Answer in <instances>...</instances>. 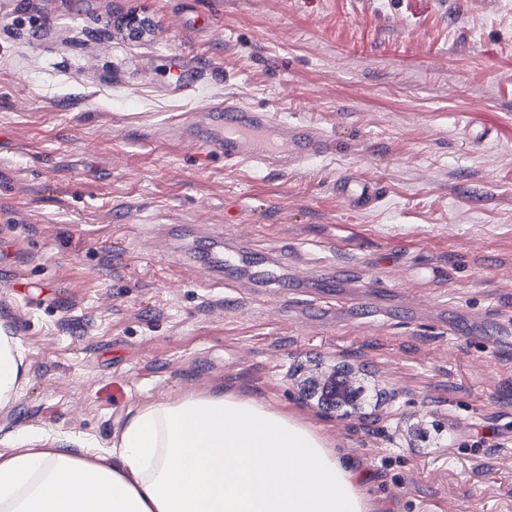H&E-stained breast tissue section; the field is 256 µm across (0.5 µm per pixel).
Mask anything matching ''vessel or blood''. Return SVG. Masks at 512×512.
Wrapping results in <instances>:
<instances>
[{
	"label": "vessel or blood",
	"mask_w": 512,
	"mask_h": 512,
	"mask_svg": "<svg viewBox=\"0 0 512 512\" xmlns=\"http://www.w3.org/2000/svg\"><path fill=\"white\" fill-rule=\"evenodd\" d=\"M177 89L190 90L200 74L188 62L180 61L170 69ZM175 139L190 148L214 149L225 160H248L255 164L288 169L326 154L329 143L320 130L308 123L288 122L227 98L195 110L188 120L175 127ZM337 189L356 207L374 204L379 195L377 184L346 179Z\"/></svg>",
	"instance_id": "1"
}]
</instances>
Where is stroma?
<instances>
[{"mask_svg": "<svg viewBox=\"0 0 512 512\" xmlns=\"http://www.w3.org/2000/svg\"><path fill=\"white\" fill-rule=\"evenodd\" d=\"M224 97L329 154L283 171L165 138ZM348 177L380 200L353 208ZM327 294L358 307L303 321ZM460 305L486 336L449 335ZM1 311L28 365L1 454L18 431L106 448L130 406L231 391L367 460L379 512H512V334L487 340L512 321V0H0ZM320 361L373 417L305 399ZM175 87L182 91H188L194 87L200 78V73L194 66H190L186 61L175 63L169 70Z\"/></svg>", "mask_w": 512, "mask_h": 512, "instance_id": "35a3bbf8", "label": "stroma"}]
</instances>
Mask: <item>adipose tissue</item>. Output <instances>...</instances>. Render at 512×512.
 Masks as SVG:
<instances>
[{"label":"adipose tissue","mask_w":512,"mask_h":512,"mask_svg":"<svg viewBox=\"0 0 512 512\" xmlns=\"http://www.w3.org/2000/svg\"><path fill=\"white\" fill-rule=\"evenodd\" d=\"M28 368L0 316V407ZM368 464L320 426L233 392L139 404L112 449L81 440L0 455V512H376Z\"/></svg>","instance_id":"ef3b65f1"}]
</instances>
